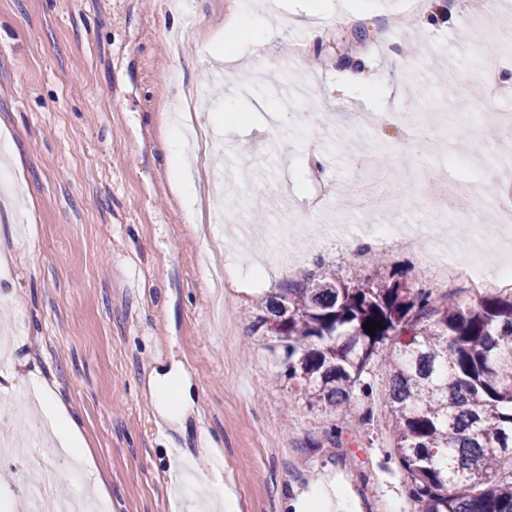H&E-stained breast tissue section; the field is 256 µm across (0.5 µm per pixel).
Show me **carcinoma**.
<instances>
[{"mask_svg": "<svg viewBox=\"0 0 512 512\" xmlns=\"http://www.w3.org/2000/svg\"><path fill=\"white\" fill-rule=\"evenodd\" d=\"M267 312L284 376L345 420L367 365L410 334L385 365L414 512H512V296L461 304L396 279L307 277L280 289ZM369 319L381 323L372 335Z\"/></svg>", "mask_w": 512, "mask_h": 512, "instance_id": "carcinoma-1", "label": "carcinoma"}]
</instances>
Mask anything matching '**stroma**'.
Returning <instances> with one entry per match:
<instances>
[{
	"label": "stroma",
	"instance_id": "35a3bbf8",
	"mask_svg": "<svg viewBox=\"0 0 512 512\" xmlns=\"http://www.w3.org/2000/svg\"><path fill=\"white\" fill-rule=\"evenodd\" d=\"M258 0H0V133L8 132L17 165L0 164V187L18 184V208L0 205V247L14 257L0 278V360L39 370L54 382L79 421L95 466L111 493L104 512H199L209 483L229 486L240 512H286L284 499L320 482L342 484L352 512L409 508L394 455L388 370L382 361L354 390L358 418L309 403L284 375L282 350L262 324L268 292L252 276L270 263L278 285L288 261L303 274L352 284L396 275L407 283L467 297L464 283L434 288L423 260L481 258L495 224L480 207L467 222L448 213L459 236L434 223L432 196L480 179L487 195L512 187L502 172L512 141L490 143L484 115L512 109V96L470 98L485 73L512 87V0L494 10L454 11L446 27L392 32L386 17L400 0H353L352 20L313 26L285 14L278 37L256 46L248 35L227 41L228 24ZM196 25L183 37L186 17ZM302 31L305 57H295ZM416 45L400 63L393 52ZM356 54L368 90L339 97L355 74L338 67ZM287 78L295 94L281 104L272 85ZM216 85L189 109L207 130L206 149L188 141L200 191L208 193L225 159L249 169L247 204L226 201L223 220L202 201L189 223L173 187L171 127L187 90ZM234 97L243 126L224 130V100ZM394 112L391 125L356 126L360 112ZM426 121L429 145L412 149L405 123ZM377 153L393 171L387 195L355 199L352 182ZM322 158L329 206L299 207L311 186L310 156ZM273 224L276 235L251 227ZM418 230L425 251L375 227ZM239 269L235 282L222 271ZM181 377L172 393L183 413L174 419L153 389ZM33 413L24 377L0 390V440L12 459L0 463V500L11 512L26 505L18 487L37 489L38 470L15 472L42 445L36 423L18 428L11 411ZM209 469L208 482L175 485L173 449Z\"/></svg>",
	"mask_w": 512,
	"mask_h": 512
}]
</instances>
